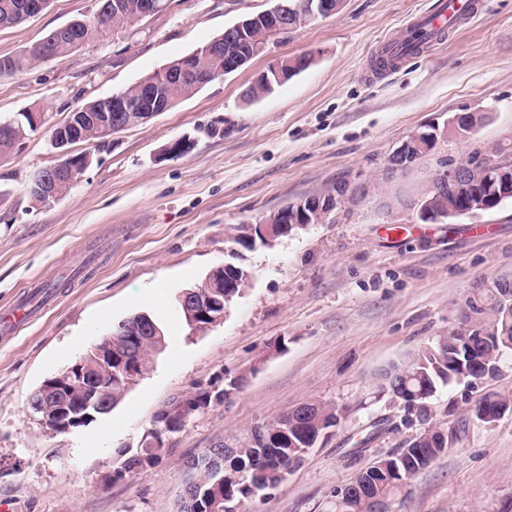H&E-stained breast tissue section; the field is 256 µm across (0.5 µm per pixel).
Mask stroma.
<instances>
[{"label": "stroma", "instance_id": "1", "mask_svg": "<svg viewBox=\"0 0 512 512\" xmlns=\"http://www.w3.org/2000/svg\"><path fill=\"white\" fill-rule=\"evenodd\" d=\"M433 0H345L333 16L279 36L266 54L170 111L115 134L64 198L33 202L30 181L56 163L52 130L87 101L111 96L190 53L272 0H169L162 11L86 42L62 61L0 78V121L30 109L44 125L0 154V311L45 284L56 291L35 318L0 339V512H174L187 458L260 418L305 402L335 405L339 424L287 480L240 512H332L337 488L374 457L419 432L374 377L446 333L476 282L512 273V202L447 226L417 218L442 163L491 151L512 131V0H484L446 43L368 80L381 44ZM95 0H50L0 29V57L33 47ZM314 64L269 96L241 94L281 57ZM457 112L482 121L448 135L387 176L389 155ZM187 138L179 158L167 148ZM346 184L319 224L272 245L234 247L232 229L284 202ZM251 277L223 322L184 324L177 299L225 262ZM147 313L164 328L153 371L107 415L49 434L28 399L74 364L113 324ZM251 375L170 435L154 466L109 485L119 450L137 447L154 415L198 389ZM512 392V354L497 377L444 386L432 408L455 440L412 480L390 512H502L512 500V412L492 423L468 409Z\"/></svg>", "mask_w": 512, "mask_h": 512}]
</instances>
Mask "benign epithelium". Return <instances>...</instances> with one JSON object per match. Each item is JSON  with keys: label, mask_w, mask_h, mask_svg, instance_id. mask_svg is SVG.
<instances>
[{"label": "benign epithelium", "mask_w": 512, "mask_h": 512, "mask_svg": "<svg viewBox=\"0 0 512 512\" xmlns=\"http://www.w3.org/2000/svg\"><path fill=\"white\" fill-rule=\"evenodd\" d=\"M48 5L47 0H23L18 5L20 17L30 19L40 14ZM163 8V0H139L136 11L128 15L127 5L122 0H112L109 7L98 8L95 18L100 23L122 27ZM288 0H275L274 6L260 13L269 24V30L277 31L288 26ZM88 21L75 20L60 27L37 44L30 52L42 56L51 54L53 47L62 41L82 42L78 38L81 29ZM224 55V73L213 71L203 64L208 56ZM251 59L246 51H224V42L212 41L197 48L175 63H168L150 76L142 79L136 93L114 94L103 99L105 111L97 114L76 112L69 115L65 123L57 127V138L64 148L57 151V162L49 168L38 171L32 178L31 187L49 204L60 198L58 189L62 181L74 179L88 168L92 153H75L70 146L92 138L105 141L124 129L142 124L152 117L168 111L181 100L175 89L188 80L196 90L222 79L239 70ZM418 141L410 137L403 142L387 161V170L394 172L408 166L407 158L416 149ZM494 177L495 192L483 194L477 187L488 183ZM448 191L460 194L459 205L448 209V218L456 223L461 218H472L493 211L512 195V160L506 156L492 162L480 155L471 154L458 162L439 169L433 178V191L437 195L419 206L421 216L433 215L432 204L441 199L439 192ZM343 200V196L333 191L304 195L291 203L290 209L279 211L268 220L259 222L265 229V237L273 238L275 224H317ZM206 295L199 291L185 290L179 294L186 318L195 333L205 331L223 322V319L208 314L204 309ZM153 334L151 327L132 322L124 328L123 342L115 345L107 337L92 345V353L62 374L47 379L33 395V418L46 431L60 433L71 430L93 418L91 410L108 412L112 407V387L107 381L112 373L119 372L125 386L131 387L145 376L141 361L134 357L140 343ZM195 412V404L190 398L173 401L164 409L165 417L171 421L185 422Z\"/></svg>", "instance_id": "1"}]
</instances>
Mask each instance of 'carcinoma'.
<instances>
[{
  "label": "carcinoma",
  "mask_w": 512,
  "mask_h": 512,
  "mask_svg": "<svg viewBox=\"0 0 512 512\" xmlns=\"http://www.w3.org/2000/svg\"><path fill=\"white\" fill-rule=\"evenodd\" d=\"M288 4L296 7L294 17L288 25L296 30L315 21L309 5L312 0H288ZM44 61L39 55L24 52L0 58V77L14 75ZM311 62H302V57L288 58V64H272L265 75L256 83H252L244 92L248 101L261 99L264 93L273 92L274 88L285 83L292 77L308 69ZM231 242L237 246L254 249L257 245H267L262 235V228L257 224H239L234 227ZM229 288L211 291L210 304L206 311L210 314L227 312L231 301L226 295ZM498 288H488L480 296H468L462 311L466 318L477 321L485 315L497 310L500 306L497 297ZM492 333L488 336H452L450 334L436 337L429 345L409 356L406 360L390 367L400 374L389 381H380L382 391L389 393L395 400L404 404L407 411H412L423 424L433 420L429 401L435 396L438 388L450 386L461 381H473L493 376L504 355L512 353V317L499 314L488 322ZM165 347V335L145 338L139 357L144 361L146 372H151L157 355L155 348ZM244 383L236 378L216 392L198 389L193 393L199 406L207 408L212 400H219L231 389L241 390ZM512 401V396L494 393L479 399L471 408V415L479 417L481 412H494L499 405ZM310 415L302 423L281 424L282 432L274 435L269 442L258 440L255 430L247 427L240 433L224 439V447L230 449V455L224 458V470L220 482L204 467L194 471L193 479L200 493L215 491L236 512V507L248 499L277 488L303 460L306 450L314 447L318 440L329 436L336 427L338 410L331 404L312 403ZM438 447L435 435L423 431L405 440L399 446L400 452L390 451L379 456L380 463L377 475L367 487L365 496L345 490L340 495L341 503L334 504V512H372L369 497H379L388 501L395 499L402 492L400 481L408 476H417L425 470L437 456L434 448ZM166 452L164 448H136L122 455L125 463V476L153 466Z\"/></svg>",
  "instance_id": "cac0c4a2"
}]
</instances>
